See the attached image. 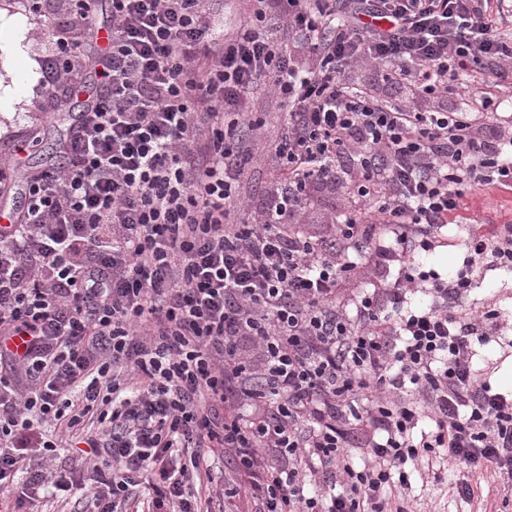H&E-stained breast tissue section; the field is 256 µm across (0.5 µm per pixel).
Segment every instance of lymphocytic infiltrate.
I'll return each instance as SVG.
<instances>
[{"mask_svg": "<svg viewBox=\"0 0 512 512\" xmlns=\"http://www.w3.org/2000/svg\"><path fill=\"white\" fill-rule=\"evenodd\" d=\"M287 18L288 43L271 13ZM506 0H251L226 33L212 0H112L110 40L87 8L53 36L57 75L97 54L107 83L63 140L64 164L22 175L0 225V512L68 495L80 512H205L231 456L254 512H409L392 490L440 456L468 477L512 471V397L474 367L500 328L464 312L469 270L512 267V225L473 237L455 275L411 265L474 185H512V122L392 103L341 79L370 65L413 99L469 97L512 74ZM288 103L281 174L259 223L232 220V176L255 131L245 92ZM348 181L360 205L332 236L302 229L311 192ZM375 262L385 287L340 296ZM425 291L430 303L410 304ZM430 430H419L421 419ZM85 476L32 464L70 443Z\"/></svg>", "mask_w": 512, "mask_h": 512, "instance_id": "f902f5d3", "label": "lymphocytic infiltrate"}]
</instances>
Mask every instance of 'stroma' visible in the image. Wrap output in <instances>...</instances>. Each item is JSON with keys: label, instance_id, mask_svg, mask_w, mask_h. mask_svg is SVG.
<instances>
[{"label": "stroma", "instance_id": "35a3bbf8", "mask_svg": "<svg viewBox=\"0 0 512 512\" xmlns=\"http://www.w3.org/2000/svg\"><path fill=\"white\" fill-rule=\"evenodd\" d=\"M73 12V0H0V61L12 55L13 65L0 64V146L14 139L34 135L15 157L25 170L59 164V139L73 127V118L82 112L88 98L96 96L103 86L102 67L98 60L86 61L78 83L51 81L50 65L59 50L51 36L54 26L67 23ZM36 61L38 77H31L29 61ZM249 102L264 112L266 124L258 138L253 139V160L237 182L238 194L250 204L248 211L238 213L237 221L247 222L253 212L263 209L266 191L273 177V161L268 152L282 135L288 104L273 96L268 80L254 84ZM356 197L347 186L317 195L307 210V234L328 237L332 234L326 222L330 211L354 208ZM459 224L473 226L479 233H488L498 224L512 225V187L478 185L467 189L461 208L449 218L441 230L446 245L424 252L415 251V261L431 265L439 272L461 266L467 243L457 237ZM474 286L466 300L469 308L491 305L502 319L501 342L489 341L475 346L474 366L499 392L512 391V269H503L490 262L474 266ZM410 485L402 495L411 512H500L502 498L512 493V479L500 474L495 466L475 473L471 483L472 498L459 497L452 473H433L420 465H407Z\"/></svg>", "mask_w": 512, "mask_h": 512}]
</instances>
